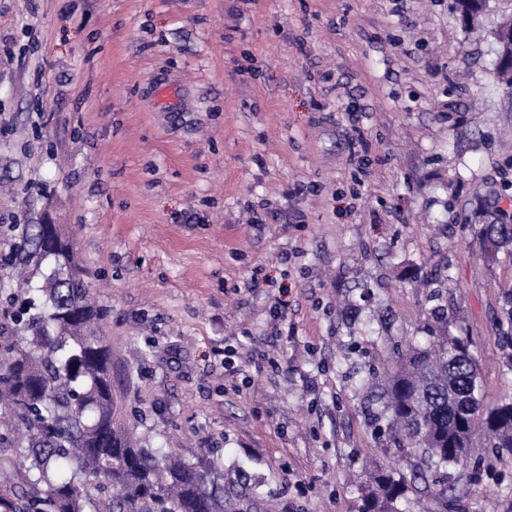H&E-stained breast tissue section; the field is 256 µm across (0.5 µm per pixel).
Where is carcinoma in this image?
I'll return each instance as SVG.
<instances>
[{
	"instance_id": "obj_1",
	"label": "carcinoma",
	"mask_w": 512,
	"mask_h": 512,
	"mask_svg": "<svg viewBox=\"0 0 512 512\" xmlns=\"http://www.w3.org/2000/svg\"><path fill=\"white\" fill-rule=\"evenodd\" d=\"M471 26L482 0H456ZM492 257L512 249V222L474 231ZM73 243L48 242L43 225L28 224L12 260L41 276L15 318L17 329L0 349V512H230L224 488L210 467L143 448L120 424L112 390V348L100 333L107 309L90 295L73 262ZM496 342L502 366L512 371V289L500 296ZM382 396L391 446L420 456L412 476L435 468L465 469L480 443L512 457V397L485 399L471 341L442 326L425 346L410 345L386 380ZM406 478L379 468L363 489L362 512H401ZM453 485L441 478L426 486L448 512Z\"/></svg>"
}]
</instances>
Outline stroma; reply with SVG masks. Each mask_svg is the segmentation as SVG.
Here are the masks:
<instances>
[{
    "mask_svg": "<svg viewBox=\"0 0 512 512\" xmlns=\"http://www.w3.org/2000/svg\"><path fill=\"white\" fill-rule=\"evenodd\" d=\"M505 17L512 0L471 28L455 0H0V254L47 214L73 241L141 446L215 463L240 512H362L369 464L411 473L379 395L438 308L489 400L512 396V252L464 230L512 216ZM451 479L455 512H512L511 457L473 449ZM500 312L497 314L498 328L496 342L502 366L512 371V289L508 288L500 296Z\"/></svg>",
    "mask_w": 512,
    "mask_h": 512,
    "instance_id": "stroma-1",
    "label": "stroma"
}]
</instances>
